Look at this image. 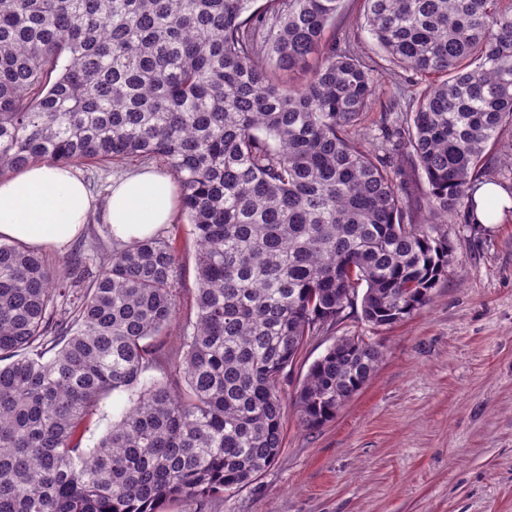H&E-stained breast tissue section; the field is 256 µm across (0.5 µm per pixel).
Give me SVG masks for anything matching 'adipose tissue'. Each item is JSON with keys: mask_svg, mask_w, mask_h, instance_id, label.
Wrapping results in <instances>:
<instances>
[{"mask_svg": "<svg viewBox=\"0 0 512 512\" xmlns=\"http://www.w3.org/2000/svg\"><path fill=\"white\" fill-rule=\"evenodd\" d=\"M178 195L168 172L144 167L113 179L99 205L74 168L32 163L0 179V238L60 250L97 215L113 239L130 243L172 223Z\"/></svg>", "mask_w": 512, "mask_h": 512, "instance_id": "adipose-tissue-1", "label": "adipose tissue"}]
</instances>
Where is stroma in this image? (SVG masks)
<instances>
[{"instance_id": "obj_1", "label": "stroma", "mask_w": 512, "mask_h": 512, "mask_svg": "<svg viewBox=\"0 0 512 512\" xmlns=\"http://www.w3.org/2000/svg\"><path fill=\"white\" fill-rule=\"evenodd\" d=\"M343 0L336 36L377 63L381 82L363 128L376 134L397 70L376 54ZM456 266L429 304L371 328L360 306L311 338L280 385L283 444L249 484L198 506L161 512H512V211L495 224L447 227ZM159 233L183 265L180 302L193 305L196 245L182 218ZM373 337L382 357L365 385L319 428L306 429L294 397L337 337Z\"/></svg>"}]
</instances>
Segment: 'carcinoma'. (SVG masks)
Instances as JSON below:
<instances>
[{
	"mask_svg": "<svg viewBox=\"0 0 512 512\" xmlns=\"http://www.w3.org/2000/svg\"><path fill=\"white\" fill-rule=\"evenodd\" d=\"M255 2L0 0V178L154 160L197 245L179 358L144 382L179 310L169 241L79 246L60 270L0 242V512H159L250 483L281 451L279 382L306 339L356 301L374 329L414 316L455 262L439 225L481 223L473 192L512 130V0H363L384 60L413 76L378 146L360 127L379 79L336 39L343 0ZM380 355L338 337L296 393L302 426L332 419ZM427 190L426 178L419 170L415 172L412 183L410 184V202L414 209L415 215L422 220L427 215L425 193ZM127 404L126 395L114 397L112 395L105 398L99 407L97 415L94 416L93 422L82 442V447L92 448L99 438L112 425V421L118 419Z\"/></svg>",
	"mask_w": 512,
	"mask_h": 512,
	"instance_id": "carcinoma-1",
	"label": "carcinoma"
}]
</instances>
